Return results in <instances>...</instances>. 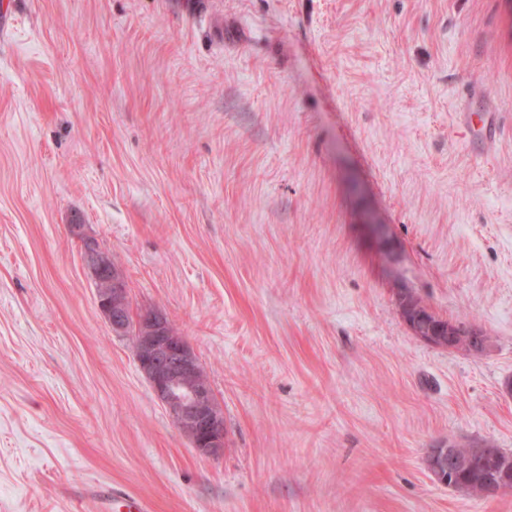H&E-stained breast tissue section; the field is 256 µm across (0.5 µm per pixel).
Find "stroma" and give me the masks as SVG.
Instances as JSON below:
<instances>
[{"mask_svg":"<svg viewBox=\"0 0 512 512\" xmlns=\"http://www.w3.org/2000/svg\"><path fill=\"white\" fill-rule=\"evenodd\" d=\"M76 219L188 340L223 456L113 335ZM406 293L489 349L414 336ZM510 382L507 0H0V512H512L424 465L512 452ZM126 510L125 512H147L148 509L143 502L137 499L134 495L123 493L119 489H112V497L107 500L105 506L102 508L104 512L110 510Z\"/></svg>","mask_w":512,"mask_h":512,"instance_id":"stroma-1","label":"stroma"}]
</instances>
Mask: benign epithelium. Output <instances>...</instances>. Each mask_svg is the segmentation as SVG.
I'll return each mask as SVG.
<instances>
[{
  "mask_svg": "<svg viewBox=\"0 0 512 512\" xmlns=\"http://www.w3.org/2000/svg\"><path fill=\"white\" fill-rule=\"evenodd\" d=\"M69 230L82 240L84 260L94 282L107 284L96 291L101 314L113 333L135 335L139 369L174 427L200 455H223L224 413L210 386L198 380L200 363L187 339L171 330L166 314L158 309L145 310L142 316L129 322L126 281L112 255L85 234L84 225L71 224ZM399 310L414 334L425 341L435 344L438 337L445 336L444 346L475 354L489 347L486 341L474 345L478 333L464 322L450 321L447 327L434 331L419 327L417 310L412 308L405 294L399 297ZM476 463L495 466L504 475L512 472V455L488 444L470 448L462 455L453 445L441 444L428 449L424 457L426 469L440 483L453 489L460 484L450 480L449 475L468 470Z\"/></svg>",
  "mask_w": 512,
  "mask_h": 512,
  "instance_id": "benign-epithelium-1",
  "label": "benign epithelium"
}]
</instances>
